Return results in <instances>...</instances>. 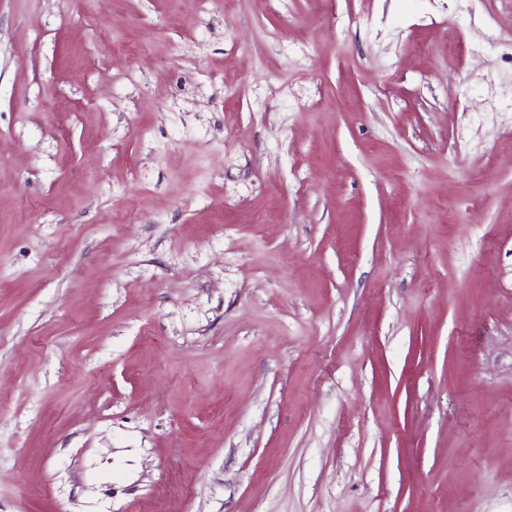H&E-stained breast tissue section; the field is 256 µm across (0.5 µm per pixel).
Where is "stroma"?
Wrapping results in <instances>:
<instances>
[{
  "mask_svg": "<svg viewBox=\"0 0 512 512\" xmlns=\"http://www.w3.org/2000/svg\"><path fill=\"white\" fill-rule=\"evenodd\" d=\"M0 0V512H512V0Z\"/></svg>",
  "mask_w": 512,
  "mask_h": 512,
  "instance_id": "obj_1",
  "label": "stroma"
}]
</instances>
